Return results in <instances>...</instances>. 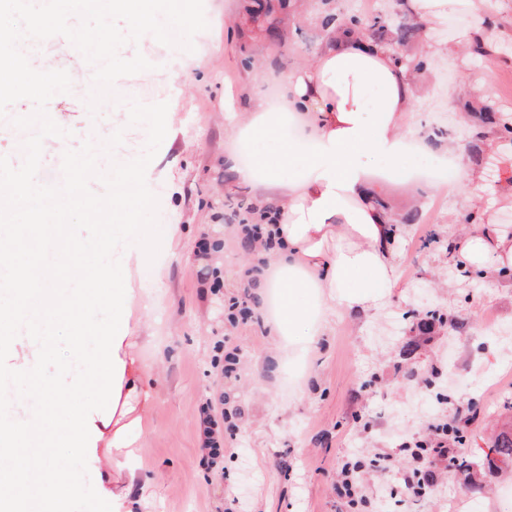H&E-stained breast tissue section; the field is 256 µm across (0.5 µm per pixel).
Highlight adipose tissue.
Segmentation results:
<instances>
[{"mask_svg": "<svg viewBox=\"0 0 512 512\" xmlns=\"http://www.w3.org/2000/svg\"><path fill=\"white\" fill-rule=\"evenodd\" d=\"M412 61L398 63L392 47L361 40L343 28L327 37L312 67L287 78V111L256 100L248 121L232 129L249 165L239 182L275 204L281 245L276 249L278 327L290 344L310 348L329 324L328 306L366 312L397 278L396 226L375 206L379 181L396 177L419 149ZM456 247L484 267L489 279L512 268V236L494 227ZM121 397L102 446L121 451L141 431L151 397L145 372L127 346Z\"/></svg>", "mask_w": 512, "mask_h": 512, "instance_id": "1", "label": "adipose tissue"}]
</instances>
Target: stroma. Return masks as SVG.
I'll return each mask as SVG.
<instances>
[{
	"mask_svg": "<svg viewBox=\"0 0 512 512\" xmlns=\"http://www.w3.org/2000/svg\"><path fill=\"white\" fill-rule=\"evenodd\" d=\"M248 2L204 0L208 27L193 45L207 58L205 71H187L173 87L147 71L133 78L135 98L168 105L167 139L151 163L166 264L159 279L132 277L139 285L132 351L152 395L133 450V512H225L235 498L245 512H512V467L483 464L484 448L512 424V270L491 288L483 268L472 264L460 275L448 256L450 241L481 234L512 213V165L503 160L496 130L480 134L494 170L467 156L444 182H427L419 193L402 177L379 190L393 215L414 209L419 219L400 227L399 275L377 310L333 313L306 353L282 348L269 289L256 292L261 322L229 325L230 300L257 260L228 224L229 199L242 188L224 163L231 120L247 117L254 97L282 101L286 78L311 66L325 39L319 0H303L297 19L279 17L283 37L275 42L257 28H237ZM330 4L340 15L377 17L386 42L403 54H417L424 44L397 42L400 27L415 17L410 0ZM482 16L490 20V44L479 58L460 36ZM482 16L464 8L449 13L452 29L433 33L447 53L412 74L428 99L419 116L426 148L415 166L439 163L446 146L463 148L470 136L456 111L441 106L444 94H453L457 107L485 101L512 113V51L502 50L512 44V0H485ZM26 54L74 79L85 66L61 35ZM48 111L70 135L63 146L45 145L43 175L60 168L63 149L108 138L121 119L108 103L90 115L76 93L55 95ZM430 310L443 313L444 322L425 324ZM226 338L239 348L241 377L232 383L218 348ZM224 391L240 417L215 466L201 450L200 424L206 401ZM450 421L463 440L448 439L447 458L429 460L435 486L423 497L407 496L411 461L403 442H433L438 426ZM358 454L387 464L364 477L366 508L349 506L338 478ZM461 454L469 469L449 470L448 457Z\"/></svg>",
	"mask_w": 512,
	"mask_h": 512,
	"instance_id": "obj_1",
	"label": "stroma"
}]
</instances>
